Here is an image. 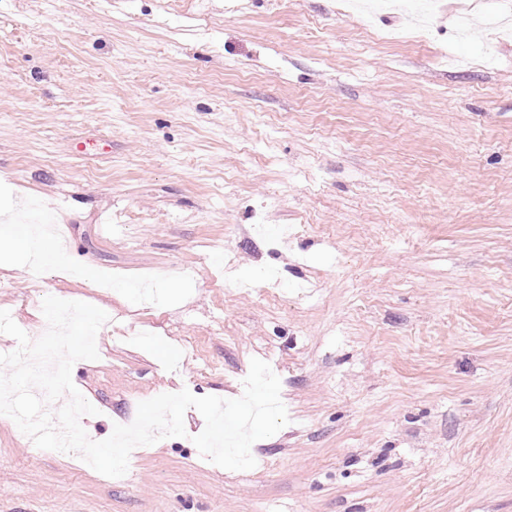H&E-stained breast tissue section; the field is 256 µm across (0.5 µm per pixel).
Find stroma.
Wrapping results in <instances>:
<instances>
[{
  "mask_svg": "<svg viewBox=\"0 0 512 512\" xmlns=\"http://www.w3.org/2000/svg\"><path fill=\"white\" fill-rule=\"evenodd\" d=\"M500 0L404 29L376 0H0V307L107 310L73 380L102 440L139 402L290 422L228 470L185 436L107 482L0 416V512H512V38ZM296 233L274 246L254 225Z\"/></svg>",
  "mask_w": 512,
  "mask_h": 512,
  "instance_id": "obj_1",
  "label": "stroma"
}]
</instances>
